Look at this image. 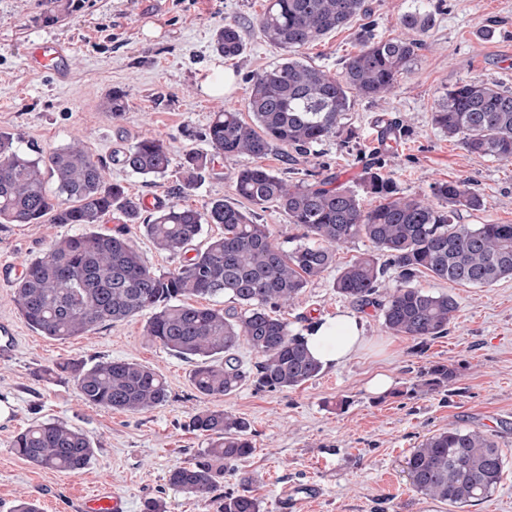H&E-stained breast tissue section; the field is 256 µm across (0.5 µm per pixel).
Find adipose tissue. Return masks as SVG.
Returning a JSON list of instances; mask_svg holds the SVG:
<instances>
[{"label": "adipose tissue", "instance_id": "1", "mask_svg": "<svg viewBox=\"0 0 512 512\" xmlns=\"http://www.w3.org/2000/svg\"><path fill=\"white\" fill-rule=\"evenodd\" d=\"M305 338L312 356L323 365L335 368L346 364L365 341L360 318L344 313L321 319L307 330Z\"/></svg>", "mask_w": 512, "mask_h": 512}]
</instances>
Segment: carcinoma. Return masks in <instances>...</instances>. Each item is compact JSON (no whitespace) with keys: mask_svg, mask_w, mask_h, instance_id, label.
Returning a JSON list of instances; mask_svg holds the SVG:
<instances>
[{"mask_svg":"<svg viewBox=\"0 0 512 512\" xmlns=\"http://www.w3.org/2000/svg\"><path fill=\"white\" fill-rule=\"evenodd\" d=\"M430 6L411 0L400 18L409 36L382 40L371 26L364 27L358 51L331 73L304 60L302 51L370 14L367 0H269L254 25L285 57L250 79L245 108L252 123L244 122L235 109L214 114L204 132L213 153L184 155L181 189H193L216 155L261 157L279 150L286 156L290 149L308 154L337 136L355 98H381L408 72L422 47L420 36L435 22ZM244 46L238 21L226 22L216 32V51L225 58L239 56ZM433 122L472 153L512 161L510 89L484 81L458 83L442 92ZM118 162L132 174L161 179L172 157L163 141L143 136ZM330 184L326 178L290 184L263 167L234 173L237 197L254 207L274 203L288 223L305 230L306 242L289 251L274 241L254 213L222 199L201 209L176 203L145 207L121 183L107 181L102 162L81 139L46 154L34 144L24 148L13 134L0 131V224H41L48 218L82 227L27 263L14 281L15 305L31 328L55 339L84 336L103 324L144 316L148 340L193 363L194 389L203 398H216L246 382L258 390L294 389L322 373L303 335L293 332L278 311L295 303L336 264L340 244L362 239L373 251L337 270L334 291L361 310H379L390 334L422 342L448 332L457 303L448 294L417 286L418 274L480 288L512 276V224L460 223L461 211L484 206L467 181L436 183L432 203L400 193L378 166L361 179L363 190L379 200L369 210L356 191ZM114 209L157 250L184 256L180 266L156 271L126 232L98 231L103 216ZM207 224H220L224 232L194 247ZM391 270L396 285L385 290ZM220 295L238 309L230 313L189 302ZM243 344L259 358L252 371H245L236 356ZM59 369L72 376L79 399L88 407L141 413L169 398L164 378L139 362L102 360L90 365L71 360ZM457 377V367L433 362L421 373L417 388L438 393ZM189 426L210 442L192 462L169 471V484L214 504L215 512H262L247 477L240 479L241 490L214 496L224 473L253 452L250 422L204 408L190 418ZM10 448L34 466L72 473L94 456L88 435L55 421L28 427ZM504 467L493 435L462 427L426 438L407 460L416 492L460 509L491 497Z\"/></svg>","mask_w":512,"mask_h":512,"instance_id":"cac0c4a2","label":"carcinoma"}]
</instances>
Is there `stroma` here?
<instances>
[{
    "mask_svg": "<svg viewBox=\"0 0 512 512\" xmlns=\"http://www.w3.org/2000/svg\"><path fill=\"white\" fill-rule=\"evenodd\" d=\"M267 3L76 0L58 22L47 24L50 0H0V131L47 151L83 138L106 178L123 183L130 195L199 209L213 199L234 201V172L257 165L292 183L313 174L359 189L366 157L377 146V122L385 119L408 131L383 157L401 192L426 198L434 183L464 179L484 206L463 213V223L512 224V162L469 153L432 122L438 97L457 83L481 80L512 90V0H445L394 90L377 100L356 99L343 116L349 140L327 139L310 155L221 158L187 192L180 191L175 169L155 181L126 172L117 159L143 136L164 140L176 163L187 151H208L202 134L214 114L243 109L250 78L283 57L252 26ZM233 19L244 28L246 49L227 59L215 49V33ZM360 28L356 21L329 33L305 50L306 60L338 70L357 51ZM46 38L70 45L67 80L26 65ZM209 78L214 84L207 91ZM115 91L128 106L118 120L105 108ZM76 230L73 224L0 226V265L25 268ZM335 276V269L325 272L281 314L300 333L321 318L359 315L365 343L350 361L323 369L297 389L258 390L247 383L209 399L194 390L190 362L147 340L144 318L103 325L86 336L51 338L26 323L11 283L1 282L0 320L14 327L16 347L11 361L0 362V512H13L22 501L35 502L41 512H81L83 496L98 487L124 495L130 512H141L149 498L165 501L168 512H211L168 483L170 470L208 443L188 427L205 407L250 421L253 452L225 474L220 489L237 491L241 476H249L266 512H286L281 492L287 485L315 486L308 512H448L447 505L413 489L406 461L426 437L456 426L491 433L506 460L493 495L462 512H512V277L484 288L420 277L421 287L452 295L458 304L447 334L423 343L391 335L377 309L362 311L340 297L332 287ZM70 359L145 364L166 380L169 399L137 414L86 406L70 376L48 374ZM432 362L458 367L447 391L416 390L421 370ZM379 373L393 380L383 394L367 387ZM337 398L346 399V407H332ZM41 421L85 432L96 445L90 465L68 473L18 458L11 440Z\"/></svg>",
    "mask_w": 512,
    "mask_h": 512,
    "instance_id": "stroma-1",
    "label": "stroma"
}]
</instances>
